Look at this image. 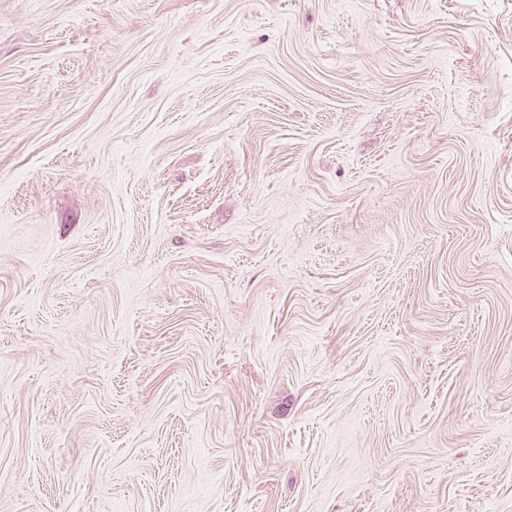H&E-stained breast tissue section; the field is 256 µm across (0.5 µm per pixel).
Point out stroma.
I'll return each instance as SVG.
<instances>
[{
  "instance_id": "1",
  "label": "stroma",
  "mask_w": 512,
  "mask_h": 512,
  "mask_svg": "<svg viewBox=\"0 0 512 512\" xmlns=\"http://www.w3.org/2000/svg\"><path fill=\"white\" fill-rule=\"evenodd\" d=\"M0 512H512V0H0Z\"/></svg>"
}]
</instances>
